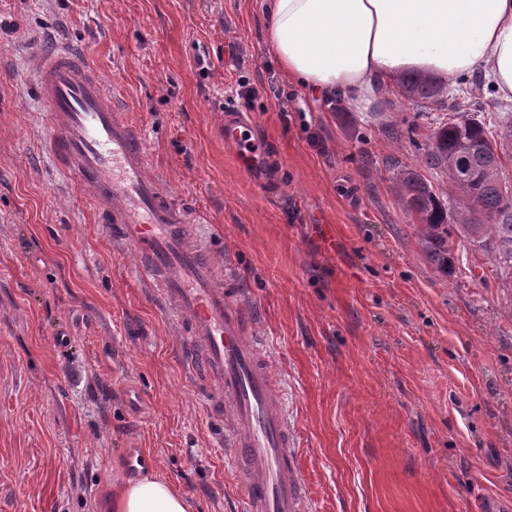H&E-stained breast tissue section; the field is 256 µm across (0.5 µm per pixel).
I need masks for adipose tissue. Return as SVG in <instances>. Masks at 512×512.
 Segmentation results:
<instances>
[{
    "mask_svg": "<svg viewBox=\"0 0 512 512\" xmlns=\"http://www.w3.org/2000/svg\"><path fill=\"white\" fill-rule=\"evenodd\" d=\"M266 45L289 77L348 106L377 111L381 90L409 71H482L512 99V0H270ZM168 480L113 485L98 512H192Z\"/></svg>",
    "mask_w": 512,
    "mask_h": 512,
    "instance_id": "adipose-tissue-1",
    "label": "adipose tissue"
}]
</instances>
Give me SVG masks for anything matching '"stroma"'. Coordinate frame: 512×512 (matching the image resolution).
I'll return each mask as SVG.
<instances>
[{"label": "stroma", "mask_w": 512, "mask_h": 512, "mask_svg": "<svg viewBox=\"0 0 512 512\" xmlns=\"http://www.w3.org/2000/svg\"><path fill=\"white\" fill-rule=\"evenodd\" d=\"M267 0H0V512H97L135 452L197 512H237L224 431L131 248L55 166L38 50H86L154 171L242 291L288 399L315 512H512V288L443 275L395 180L436 122L512 113L489 78L420 116L400 85L357 112L288 78ZM256 89L250 102L241 86ZM243 113L262 180L224 142Z\"/></svg>", "instance_id": "1"}]
</instances>
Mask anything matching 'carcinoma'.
Returning <instances> with one entry per match:
<instances>
[{"instance_id": "carcinoma-1", "label": "carcinoma", "mask_w": 512, "mask_h": 512, "mask_svg": "<svg viewBox=\"0 0 512 512\" xmlns=\"http://www.w3.org/2000/svg\"><path fill=\"white\" fill-rule=\"evenodd\" d=\"M411 99L418 104H434L440 100L437 87L420 76L402 79ZM458 118L444 119L432 132L425 165L440 170L448 177L455 192V203H444L431 182L415 170L401 169L397 181L410 212L417 217V234L426 246L431 261L446 273L452 268L454 254L464 245L491 256L500 275L512 286V193L498 177L503 158L512 147V117L502 122L496 133L481 122H470L473 137L490 140L501 149L495 156L483 149L469 158L471 177H457L449 161L457 154Z\"/></svg>"}]
</instances>
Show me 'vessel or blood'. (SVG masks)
<instances>
[{"label": "vessel or blood", "instance_id": "obj_1", "mask_svg": "<svg viewBox=\"0 0 512 512\" xmlns=\"http://www.w3.org/2000/svg\"><path fill=\"white\" fill-rule=\"evenodd\" d=\"M36 71L58 168L89 191L112 238L135 248L142 273L184 327L185 363L224 420L242 512H314L262 342L249 334L250 314L225 293L207 251L192 241L188 209L151 171L144 131L121 115L87 54L61 45L38 56ZM224 140L247 171L264 166L266 146L244 118L225 119Z\"/></svg>", "mask_w": 512, "mask_h": 512}]
</instances>
